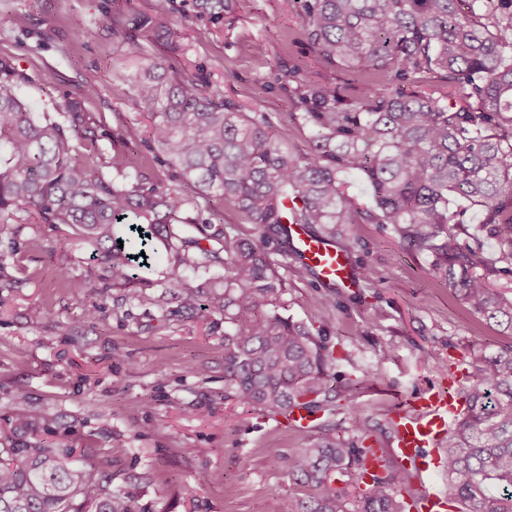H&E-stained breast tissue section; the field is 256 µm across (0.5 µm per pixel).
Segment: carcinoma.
I'll return each mask as SVG.
<instances>
[{
	"label": "carcinoma",
	"mask_w": 512,
	"mask_h": 512,
	"mask_svg": "<svg viewBox=\"0 0 512 512\" xmlns=\"http://www.w3.org/2000/svg\"><path fill=\"white\" fill-rule=\"evenodd\" d=\"M303 12L313 51L364 77L350 99L327 84L290 90L294 120L327 130L311 158L288 152L292 129L271 114L245 112L199 74L160 62L132 80L148 119L143 149L86 109L93 85L37 116L19 93L27 74L0 55V214L71 229L93 248L118 310L224 319V401L273 416L332 406L334 351L278 313V268L288 225L313 224L335 243L339 226L355 223L344 174L369 184L365 220L392 225L473 313L512 331V295L492 287L482 240H460L452 209L458 197L480 207L497 262L512 271V0H304ZM174 35L163 0L126 32L136 53H163ZM164 161L175 169L167 183L155 174ZM226 206L258 237L225 223ZM477 361L478 383L462 391L467 409L444 445L446 494L464 512H512V346ZM54 434L37 410L14 413L0 434V512H86L102 477L90 458L65 466ZM363 453L330 436L298 450L288 476L302 495L283 512H402L405 468L383 467L358 498L338 486ZM91 505L144 512L133 487Z\"/></svg>",
	"instance_id": "obj_1"
}]
</instances>
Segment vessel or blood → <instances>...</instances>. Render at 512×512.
<instances>
[{
    "label": "vessel or blood",
    "mask_w": 512,
    "mask_h": 512,
    "mask_svg": "<svg viewBox=\"0 0 512 512\" xmlns=\"http://www.w3.org/2000/svg\"><path fill=\"white\" fill-rule=\"evenodd\" d=\"M288 234L293 248L314 268L324 285L356 287V271L336 245L309 235L298 224L289 225ZM464 377V371H457L418 396L411 407L395 411L389 447L374 448L366 454V469L376 470L394 462L412 469L419 476L418 485L406 495L412 512H445L447 507L445 495L436 488L429 475L439 471L449 424L464 410L456 395Z\"/></svg>",
    "instance_id": "obj_1"
}]
</instances>
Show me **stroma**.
Returning <instances> with one entry per match:
<instances>
[{
	"instance_id": "obj_1",
	"label": "stroma",
	"mask_w": 512,
	"mask_h": 512,
	"mask_svg": "<svg viewBox=\"0 0 512 512\" xmlns=\"http://www.w3.org/2000/svg\"><path fill=\"white\" fill-rule=\"evenodd\" d=\"M158 0H0V53L30 80L21 96L32 111H63L88 83L86 103L135 139L148 124L122 80L155 59L130 51L124 24ZM220 22L199 15L194 0H174L179 47L167 65L200 69L212 92L249 112L293 123L289 96L297 82L326 81L352 95L353 69L327 65L303 35L302 0H227ZM353 267L372 278L330 288L316 276L288 277L283 316L324 333L334 351L338 396L333 413L306 428L282 425L261 411L224 404V327L192 319L164 321L134 307L112 313V295L73 293L58 267L88 276L90 250L63 230L0 216V429L23 404L55 418L56 446L85 450L100 469V491L137 484L147 512H281L298 486L288 456L331 433L360 447H387L390 412L447 378L461 363L475 385L473 354L512 345V335L474 314L450 290L427 255L412 251L391 225L359 220L341 227ZM95 318H88V309ZM68 335H59L58 323ZM204 367V375L193 372ZM367 419L353 430L346 398ZM193 455H184V447ZM281 450L270 456L269 447ZM210 479L201 484L198 470Z\"/></svg>"
}]
</instances>
